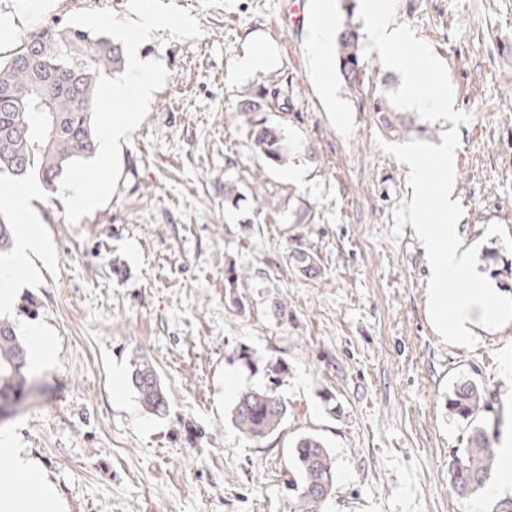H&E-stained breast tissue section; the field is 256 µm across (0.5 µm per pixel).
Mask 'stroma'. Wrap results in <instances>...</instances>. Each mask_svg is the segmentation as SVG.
Wrapping results in <instances>:
<instances>
[{
	"label": "stroma",
	"instance_id": "35a3bbf8",
	"mask_svg": "<svg viewBox=\"0 0 512 512\" xmlns=\"http://www.w3.org/2000/svg\"><path fill=\"white\" fill-rule=\"evenodd\" d=\"M128 0H0V52L26 33L81 10L125 17ZM197 20V39L153 31L139 48L166 83L120 146L109 202L79 223L42 191L35 222L55 253L24 296L56 339L53 362L0 431L35 458L67 512H288L290 450L306 433L336 459L326 512H470L448 493L450 449L466 433L449 421L448 390L477 372L495 397L499 430L512 431V327L452 346L426 315L428 259L393 212L410 201L404 164L378 144L370 100L401 84L377 54L352 88L335 64L311 66L310 19L278 25L313 0H174ZM440 59L465 124L429 121L409 139L441 144L459 130L454 198L458 235L479 270L512 294V0H397ZM268 63L240 71L244 56ZM269 91V121L283 125L290 157L268 169L254 156L240 97ZM306 171L305 182L287 178ZM240 208L224 207V185ZM317 257L299 275L294 248ZM239 272L229 287V270ZM288 310L270 311L274 301ZM250 348L254 366L238 358ZM156 366L169 412L145 413L132 387L115 396L112 371L135 356ZM289 363L279 387L288 416L255 442L231 423L238 389L267 382L270 358ZM335 392L332 415L319 399Z\"/></svg>",
	"mask_w": 512,
	"mask_h": 512
}]
</instances>
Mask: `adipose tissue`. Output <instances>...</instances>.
Returning <instances> with one entry per match:
<instances>
[{
    "label": "adipose tissue",
    "mask_w": 512,
    "mask_h": 512,
    "mask_svg": "<svg viewBox=\"0 0 512 512\" xmlns=\"http://www.w3.org/2000/svg\"><path fill=\"white\" fill-rule=\"evenodd\" d=\"M35 257L45 261L51 258L42 234L31 226L18 227L13 251L0 254V312L14 307V284L26 275ZM0 456L11 460L9 469L0 470V482L17 487L15 495L0 499V512H63L52 483L23 449L14 446L11 435L0 433Z\"/></svg>",
    "instance_id": "adipose-tissue-1"
}]
</instances>
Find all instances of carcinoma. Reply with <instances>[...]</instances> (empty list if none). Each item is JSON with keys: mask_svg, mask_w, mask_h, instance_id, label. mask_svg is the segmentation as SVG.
Returning <instances> with one entry per match:
<instances>
[{"mask_svg": "<svg viewBox=\"0 0 512 512\" xmlns=\"http://www.w3.org/2000/svg\"><path fill=\"white\" fill-rule=\"evenodd\" d=\"M41 47L36 68L18 66L15 57L30 43ZM125 63L121 45L104 35H93L77 27L44 26L20 39L6 55H0V95L12 97V105L0 107V133L17 125L25 133L9 136L0 146V183L3 177L37 178L48 187L55 185L74 160L91 156L96 147L92 124V99L98 75L111 76ZM336 65L339 75L352 88L359 85L366 69L359 26L346 20L337 34ZM266 91L256 89L241 96L237 111L257 114L268 109ZM379 125L391 136H404L414 120L396 111L389 100L373 98ZM252 150L265 166L285 165L289 142L284 128L264 119L252 121ZM16 227L0 212V252L13 246ZM297 272L306 278L320 274L317 259L307 253L293 254ZM27 347L19 339L15 324L0 318V408L13 409L33 390L26 376ZM131 383L147 413L163 416L169 401L154 365L138 358L132 364ZM445 407L449 417L465 428L467 444L448 455V489L459 500L480 495L496 467L497 431H489L492 411L485 384L462 375L448 393ZM288 415V404L277 387L245 388L232 405L230 420L244 436L262 441L274 434ZM298 480L290 485L294 496L290 512H323L336 489V459L319 437L301 436L291 450Z\"/></svg>", "mask_w": 512, "mask_h": 512, "instance_id": "obj_1", "label": "carcinoma"}]
</instances>
